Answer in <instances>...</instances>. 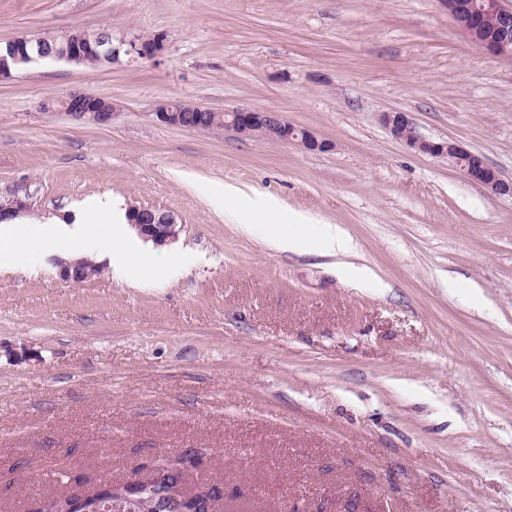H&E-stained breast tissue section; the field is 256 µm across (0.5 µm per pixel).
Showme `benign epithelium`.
I'll return each mask as SVG.
<instances>
[{"instance_id": "obj_1", "label": "benign epithelium", "mask_w": 512, "mask_h": 512, "mask_svg": "<svg viewBox=\"0 0 512 512\" xmlns=\"http://www.w3.org/2000/svg\"><path fill=\"white\" fill-rule=\"evenodd\" d=\"M448 15L478 48L497 56L512 58V8L503 5V0H442ZM59 39L57 35H45L34 39H21L19 46L9 47L8 53L0 52V80L12 77L15 64L37 58L60 59L81 64L88 56H97L110 63L120 49L112 45V37L85 36L79 40L65 39L67 51L58 56L49 47V42ZM165 50V35L157 33L148 39H137L128 44L126 52L138 58L152 60ZM100 96L75 90L65 98L48 99L41 104L44 111L61 110L73 119L87 121L100 126L112 123L116 105L102 106ZM208 108L188 101L160 102L154 116L157 121L184 129L209 131L211 127L199 116ZM382 121L397 140L410 149L432 157L448 159L453 167L472 183L480 185L498 195H512V181L503 179L484 159L457 142L432 140L420 134L405 112H386ZM224 128L234 131L239 137L262 138L275 143H294L307 152H327L333 144L320 138L315 132L292 126L279 112L254 107L236 108L224 114ZM29 211L23 199L9 204L0 203V221L15 218ZM129 225L137 235L156 246H165L177 240L182 225L176 214L159 211L147 206H132L127 212ZM85 268L80 260L69 259L59 263V278L72 285L84 282Z\"/></svg>"}]
</instances>
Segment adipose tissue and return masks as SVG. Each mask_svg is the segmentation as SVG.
Listing matches in <instances>:
<instances>
[{
	"mask_svg": "<svg viewBox=\"0 0 512 512\" xmlns=\"http://www.w3.org/2000/svg\"><path fill=\"white\" fill-rule=\"evenodd\" d=\"M216 203L224 209L239 211V226L245 233H264L266 240L279 250L322 257L348 256L356 250L352 238L339 225L306 222L301 215L249 199L242 188L225 187ZM48 228L47 239L64 242L73 256L106 250L110 252L113 264L122 266L130 259L132 246L126 240L105 239L85 228L73 231L57 218L49 220Z\"/></svg>",
	"mask_w": 512,
	"mask_h": 512,
	"instance_id": "obj_1",
	"label": "adipose tissue"
}]
</instances>
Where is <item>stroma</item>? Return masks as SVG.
Wrapping results in <instances>:
<instances>
[{"label":"stroma","instance_id":"35a3bbf8","mask_svg":"<svg viewBox=\"0 0 512 512\" xmlns=\"http://www.w3.org/2000/svg\"><path fill=\"white\" fill-rule=\"evenodd\" d=\"M102 27L112 63L0 81V202L27 200L35 235L106 195L182 231L119 272L97 255L78 286L61 245L39 275L0 267V512L164 455L221 490L214 512H512V197L381 120L511 180L512 61L440 0H0V43ZM160 32L159 58L124 53ZM75 90L112 100L111 124L41 110ZM162 100L273 110L334 148L167 126ZM228 185L341 225L352 269L242 232L213 204ZM382 121L397 140L415 152L448 159L472 183L494 194L512 195V181L504 180L484 159L451 139L432 140L420 134L404 112H386Z\"/></svg>","mask_w":512,"mask_h":512}]
</instances>
